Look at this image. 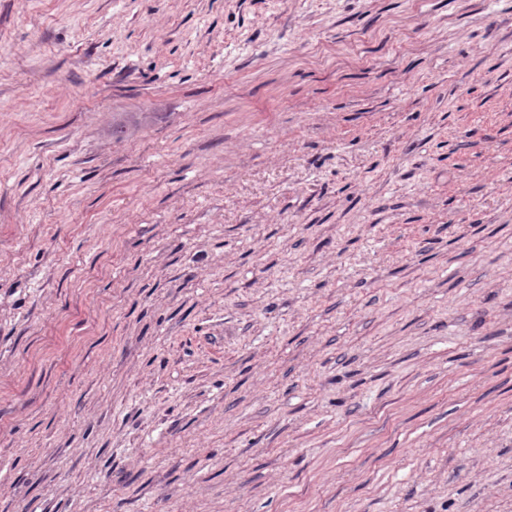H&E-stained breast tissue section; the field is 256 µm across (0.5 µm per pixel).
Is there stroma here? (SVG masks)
Returning a JSON list of instances; mask_svg holds the SVG:
<instances>
[{
  "label": "stroma",
  "mask_w": 512,
  "mask_h": 512,
  "mask_svg": "<svg viewBox=\"0 0 512 512\" xmlns=\"http://www.w3.org/2000/svg\"><path fill=\"white\" fill-rule=\"evenodd\" d=\"M0 512H512V0H0Z\"/></svg>",
  "instance_id": "1"
}]
</instances>
